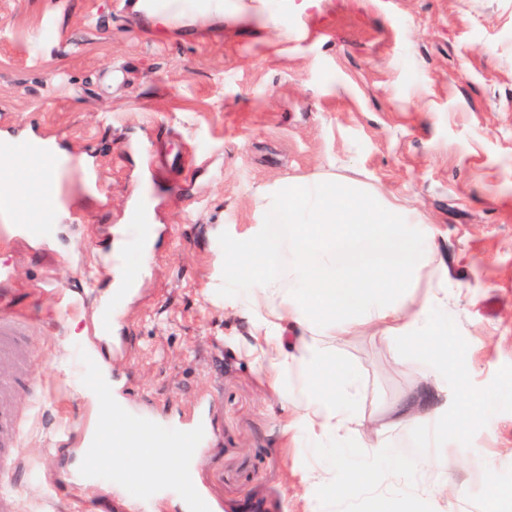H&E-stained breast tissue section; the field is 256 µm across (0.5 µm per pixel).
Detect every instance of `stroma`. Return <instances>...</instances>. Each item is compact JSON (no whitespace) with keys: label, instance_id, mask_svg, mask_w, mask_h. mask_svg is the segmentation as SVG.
Wrapping results in <instances>:
<instances>
[{"label":"stroma","instance_id":"stroma-1","mask_svg":"<svg viewBox=\"0 0 512 512\" xmlns=\"http://www.w3.org/2000/svg\"><path fill=\"white\" fill-rule=\"evenodd\" d=\"M290 32L281 41L278 27ZM50 137L81 180L47 240L0 243L8 298L40 321L36 390L20 396L21 455L7 483L21 512H129L109 480L78 494L80 435L104 417L83 389L80 345L112 366V398L134 418L215 434L198 459L215 512H369L353 489L327 499L303 476L321 451L286 442V412L242 338L245 321L208 288L225 225L252 221L249 188L333 172L406 199L448 266V332L489 412L448 443L458 512L512 487V0H312L273 26L154 31L129 0H0V137ZM144 189L156 239L109 336L95 317L110 255ZM357 372L354 413L381 423L419 391L425 361L371 334L337 343Z\"/></svg>","mask_w":512,"mask_h":512}]
</instances>
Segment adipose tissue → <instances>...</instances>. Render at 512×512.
I'll return each mask as SVG.
<instances>
[{"mask_svg": "<svg viewBox=\"0 0 512 512\" xmlns=\"http://www.w3.org/2000/svg\"><path fill=\"white\" fill-rule=\"evenodd\" d=\"M281 0H171L154 11V22L173 32L185 21L216 23L226 16L253 15L276 19ZM0 165L13 167L14 147L30 159L25 177L0 179V197L15 196L16 223L38 222L43 211H62L61 183L72 157L53 141L7 138ZM252 224L224 234V260L217 277L231 293L235 313L249 325L246 341L268 386L291 413L284 433H305L324 448L330 464L305 474L325 493L336 491L337 472L362 487L376 512H411L414 497L433 499L438 512H455L453 473L459 462L448 454V435L463 431L479 415L469 406L472 368L448 341V268L438 257L437 235L416 209L379 188L328 174L301 180L285 177L254 187ZM284 224L274 236L271 222ZM287 250L279 271L269 260ZM431 286L418 291L421 277ZM400 342L428 361L421 393L395 404L392 426L421 429L430 436L425 466L410 479V492L375 481L378 466L397 469L395 451L383 429L370 427L363 443V466L349 467V424L358 386L356 373L336 354V340L364 332ZM454 381L461 402L448 412L444 384ZM144 425L113 422L111 429L90 428L92 444L77 453L80 486L88 488L96 472L140 456L125 439L137 437Z\"/></svg>", "mask_w": 512, "mask_h": 512, "instance_id": "1", "label": "adipose tissue"}]
</instances>
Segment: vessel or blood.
Masks as SVG:
<instances>
[{
	"label": "vessel or blood",
	"mask_w": 512,
	"mask_h": 512,
	"mask_svg": "<svg viewBox=\"0 0 512 512\" xmlns=\"http://www.w3.org/2000/svg\"><path fill=\"white\" fill-rule=\"evenodd\" d=\"M35 317L9 304L0 305V476L18 465L22 423L15 410L24 387L33 384L30 370L31 340ZM214 427L208 415L201 417L190 429L154 428L139 436L143 448H184L206 442Z\"/></svg>",
	"instance_id": "vessel-or-blood-1"
}]
</instances>
